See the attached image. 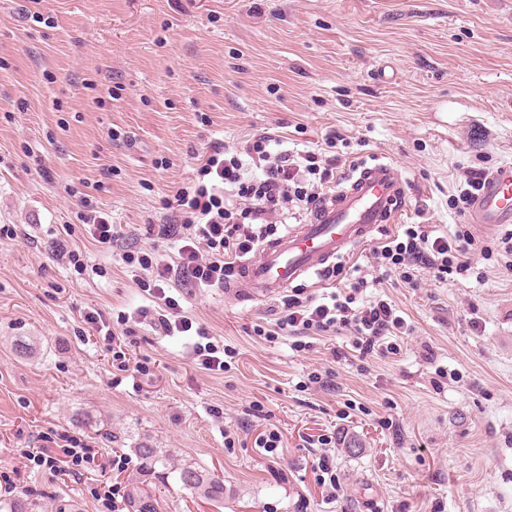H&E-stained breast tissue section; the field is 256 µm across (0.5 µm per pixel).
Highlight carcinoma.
Instances as JSON below:
<instances>
[{"mask_svg":"<svg viewBox=\"0 0 512 512\" xmlns=\"http://www.w3.org/2000/svg\"><path fill=\"white\" fill-rule=\"evenodd\" d=\"M137 461L138 477L130 480L126 491L132 512H159L157 497L144 488L145 477L158 473V468L177 473L182 485L199 496L211 501H224V480L220 476L203 470L188 462L175 465L168 450L158 448L145 440L131 449ZM42 494L29 493L9 498H0V512H39Z\"/></svg>","mask_w":512,"mask_h":512,"instance_id":"carcinoma-1","label":"carcinoma"}]
</instances>
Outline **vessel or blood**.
<instances>
[{"mask_svg": "<svg viewBox=\"0 0 512 512\" xmlns=\"http://www.w3.org/2000/svg\"><path fill=\"white\" fill-rule=\"evenodd\" d=\"M406 196L393 164L380 162L347 175L336 192L316 201L306 223L266 241L255 257L241 262L228 291L264 300L308 281L326 263L349 257L380 225L395 222ZM468 209L474 223L512 224L511 163L486 175Z\"/></svg>", "mask_w": 512, "mask_h": 512, "instance_id": "b4317fda", "label": "vessel or blood"}]
</instances>
